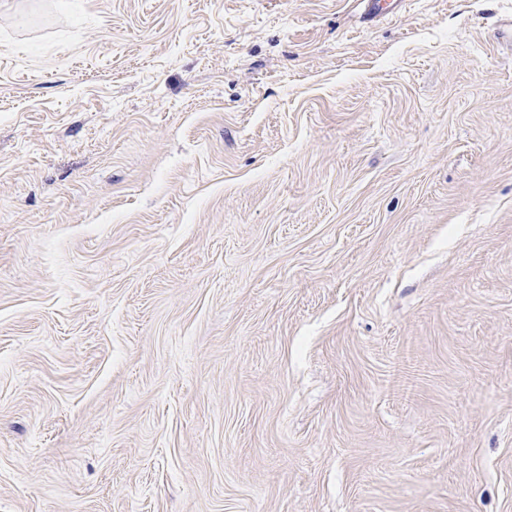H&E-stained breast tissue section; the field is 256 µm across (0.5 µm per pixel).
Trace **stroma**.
I'll list each match as a JSON object with an SVG mask.
<instances>
[{
	"instance_id": "obj_1",
	"label": "stroma",
	"mask_w": 512,
	"mask_h": 512,
	"mask_svg": "<svg viewBox=\"0 0 512 512\" xmlns=\"http://www.w3.org/2000/svg\"><path fill=\"white\" fill-rule=\"evenodd\" d=\"M0 0V512H512V0Z\"/></svg>"
}]
</instances>
